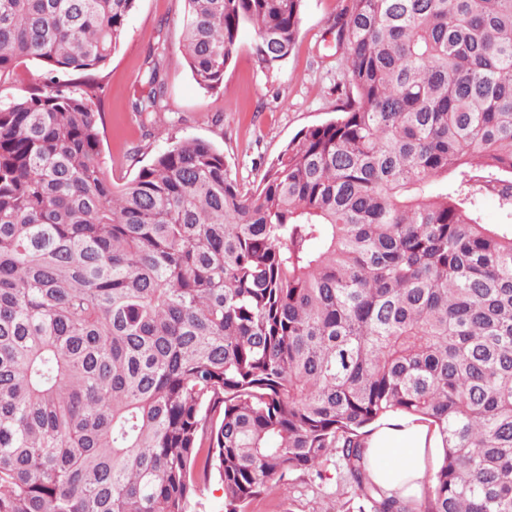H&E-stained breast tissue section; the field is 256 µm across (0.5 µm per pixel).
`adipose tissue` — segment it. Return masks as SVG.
Masks as SVG:
<instances>
[{"label": "adipose tissue", "instance_id": "1", "mask_svg": "<svg viewBox=\"0 0 512 512\" xmlns=\"http://www.w3.org/2000/svg\"><path fill=\"white\" fill-rule=\"evenodd\" d=\"M434 437L426 425L389 418L371 435L367 463L375 484L402 495L419 488Z\"/></svg>", "mask_w": 512, "mask_h": 512}]
</instances>
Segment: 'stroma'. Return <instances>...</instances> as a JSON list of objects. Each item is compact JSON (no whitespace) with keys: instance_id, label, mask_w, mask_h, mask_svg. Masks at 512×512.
<instances>
[{"instance_id":"35a3bbf8","label":"stroma","mask_w":512,"mask_h":512,"mask_svg":"<svg viewBox=\"0 0 512 512\" xmlns=\"http://www.w3.org/2000/svg\"><path fill=\"white\" fill-rule=\"evenodd\" d=\"M346 0H304L298 40L280 67L261 71L251 29L224 74L223 87H199L178 50L177 19L183 0H137L126 34L97 75L95 94L101 157L113 183L131 181L172 143L198 138L224 155L234 172L260 179L267 165L302 129L327 121L336 108V85L347 63L336 47L334 23ZM167 52L160 63L166 108L135 117L149 52ZM358 500L338 457L313 472L288 473L279 491L254 499L248 512H357Z\"/></svg>"}]
</instances>
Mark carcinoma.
Here are the masks:
<instances>
[{"mask_svg":"<svg viewBox=\"0 0 512 512\" xmlns=\"http://www.w3.org/2000/svg\"><path fill=\"white\" fill-rule=\"evenodd\" d=\"M137 0H0V512H246L333 454L370 512H512V0H347L338 116L249 187L177 142L117 187L92 95ZM303 0H184L206 91ZM134 112H161L148 66ZM389 414L439 435L424 507L366 466ZM43 74L44 69L37 61L22 62L15 70L12 86L1 89L0 100L11 98L19 90H26L40 84L43 81ZM480 214L484 224H512V210L503 206L494 193H484L480 197ZM196 512H224V494L221 486L212 482L199 498Z\"/></svg>","mask_w":512,"mask_h":512,"instance_id":"cac0c4a2","label":"carcinoma"}]
</instances>
